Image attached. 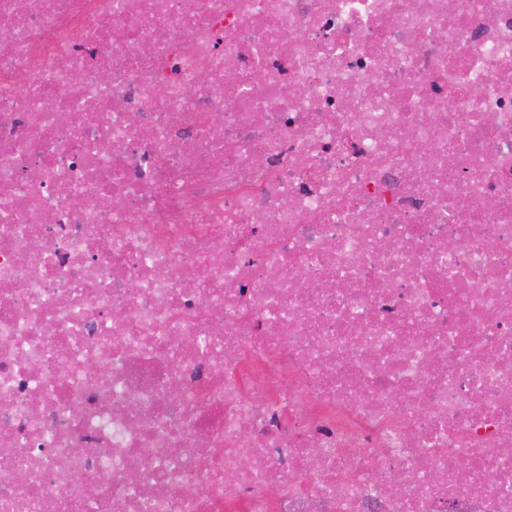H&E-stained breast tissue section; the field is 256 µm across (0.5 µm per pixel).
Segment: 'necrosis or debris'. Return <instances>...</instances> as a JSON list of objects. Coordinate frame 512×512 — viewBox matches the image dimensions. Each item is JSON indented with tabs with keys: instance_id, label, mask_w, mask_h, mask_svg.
<instances>
[{
	"instance_id": "1",
	"label": "necrosis or debris",
	"mask_w": 512,
	"mask_h": 512,
	"mask_svg": "<svg viewBox=\"0 0 512 512\" xmlns=\"http://www.w3.org/2000/svg\"><path fill=\"white\" fill-rule=\"evenodd\" d=\"M0 512H512V0H0Z\"/></svg>"
}]
</instances>
